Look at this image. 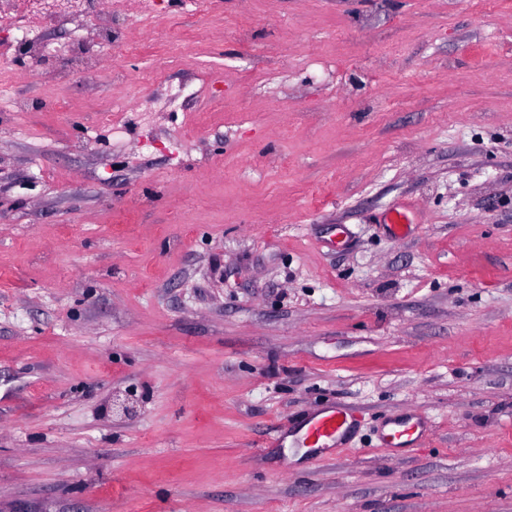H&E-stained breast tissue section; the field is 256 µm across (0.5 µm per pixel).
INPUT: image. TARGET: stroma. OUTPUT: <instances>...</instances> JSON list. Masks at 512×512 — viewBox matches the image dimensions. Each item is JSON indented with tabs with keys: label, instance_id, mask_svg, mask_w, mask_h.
I'll list each match as a JSON object with an SVG mask.
<instances>
[{
	"label": "stroma",
	"instance_id": "1",
	"mask_svg": "<svg viewBox=\"0 0 512 512\" xmlns=\"http://www.w3.org/2000/svg\"><path fill=\"white\" fill-rule=\"evenodd\" d=\"M143 2L0 55V512H512V0ZM353 414L343 408H324L308 417L295 434L300 448H340L355 427ZM397 428L392 433L385 434L381 432V445L390 448H400L408 446L412 441H418L426 431V420L420 414H410L397 420Z\"/></svg>",
	"mask_w": 512,
	"mask_h": 512
}]
</instances>
